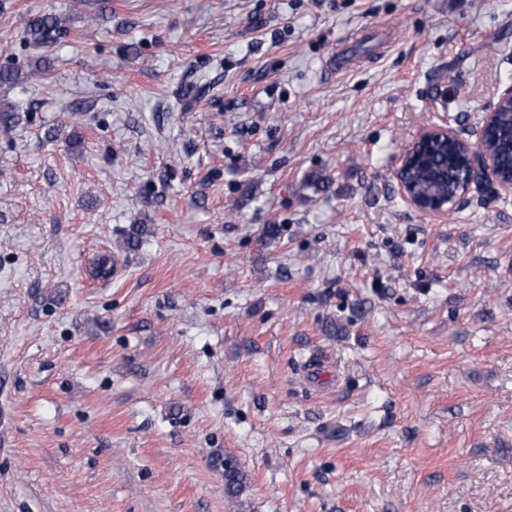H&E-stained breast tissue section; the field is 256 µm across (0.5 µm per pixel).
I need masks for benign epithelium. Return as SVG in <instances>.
Returning <instances> with one entry per match:
<instances>
[{"mask_svg":"<svg viewBox=\"0 0 512 512\" xmlns=\"http://www.w3.org/2000/svg\"><path fill=\"white\" fill-rule=\"evenodd\" d=\"M505 106L512 109L511 82L503 86L497 101L486 109L479 138L474 143L462 137L459 131L446 122L422 127L402 149L392 169V178L397 183L402 200L410 208L438 219L446 216L449 210L457 208L473 191L491 197L511 195L512 173H501L497 155L486 146V136L496 127L499 110ZM439 143L451 144L456 152L466 155L459 176L461 194L454 197L423 194L410 178L411 170L425 167L427 156Z\"/></svg>","mask_w":512,"mask_h":512,"instance_id":"1","label":"benign epithelium"}]
</instances>
